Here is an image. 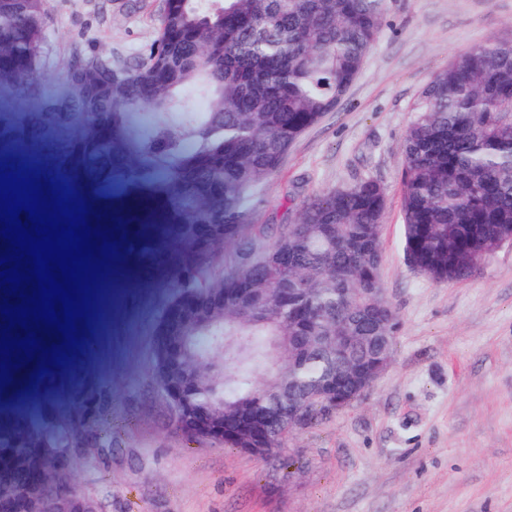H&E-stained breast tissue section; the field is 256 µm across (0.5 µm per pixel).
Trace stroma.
I'll return each mask as SVG.
<instances>
[{"mask_svg":"<svg viewBox=\"0 0 512 512\" xmlns=\"http://www.w3.org/2000/svg\"><path fill=\"white\" fill-rule=\"evenodd\" d=\"M162 0H52L38 76L0 112L64 95L75 52L133 67L156 37ZM512 36V0H387L380 36L339 107L291 146L253 202L263 242L293 223L309 195L364 177L386 188L381 283L398 315L388 369L331 419L258 458L177 429L153 373L152 340L168 298L172 240L118 238L107 267L106 324L76 321L79 345L14 411L63 409L105 391L95 440L68 475L102 512H512V244L462 282H436L405 257L402 143L423 87L457 55ZM41 182L70 185L88 218L124 222L72 159L31 143Z\"/></svg>","mask_w":512,"mask_h":512,"instance_id":"stroma-1","label":"stroma"}]
</instances>
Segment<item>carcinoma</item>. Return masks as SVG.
I'll use <instances>...</instances> for the list:
<instances>
[{
    "mask_svg": "<svg viewBox=\"0 0 512 512\" xmlns=\"http://www.w3.org/2000/svg\"><path fill=\"white\" fill-rule=\"evenodd\" d=\"M50 0H0V93L33 81ZM386 0H180L162 10L149 53L134 68L84 55L62 100L37 112H0V126L83 166L86 178L120 187L137 202L157 201L171 217L179 248L167 304L188 302L196 319L184 344L160 357L153 373L168 383L186 363L200 371L188 393L206 411L224 413V446L243 448V413L267 421V435L288 439V411L303 426L328 420L317 395L336 382L337 404L357 399L349 376L371 367L374 337L393 336L397 314L362 301L382 287L379 227L386 191L364 178L308 200L292 224L263 243L249 231L257 186L292 144L337 108L381 32ZM210 99L193 111L181 90ZM404 140L405 254L437 282L461 281L476 262L512 238V37L473 47L435 75L415 104ZM224 261V273L215 268ZM359 339L336 343L344 325ZM282 370L257 383L251 368L268 347ZM47 376L15 371L0 381V450L29 448L24 468L0 472V504H15L38 471L82 439L102 413L91 390L67 409L32 418L13 402ZM42 493L50 512L59 491Z\"/></svg>",
    "mask_w": 512,
    "mask_h": 512,
    "instance_id": "cac0c4a2",
    "label": "carcinoma"
}]
</instances>
